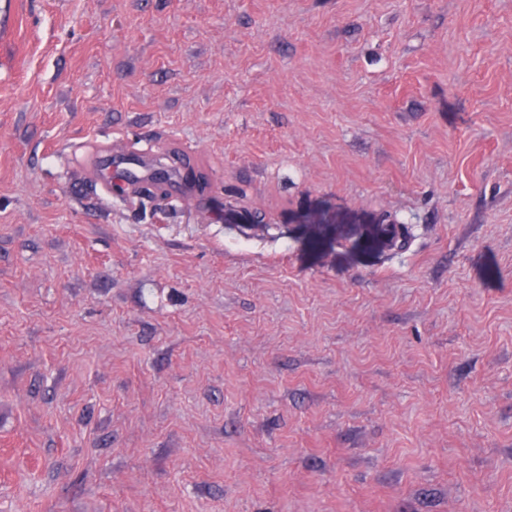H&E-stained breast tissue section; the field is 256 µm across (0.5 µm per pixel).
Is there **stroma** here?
<instances>
[{
	"label": "stroma",
	"mask_w": 512,
	"mask_h": 512,
	"mask_svg": "<svg viewBox=\"0 0 512 512\" xmlns=\"http://www.w3.org/2000/svg\"><path fill=\"white\" fill-rule=\"evenodd\" d=\"M18 2L0 512H512V0ZM151 153L149 149H144L136 156L114 153L111 162L102 169H97L93 182L95 185H102L105 189L112 186V167H121L125 178L129 183H135L139 186L149 184L154 179V171L150 166Z\"/></svg>",
	"instance_id": "1"
}]
</instances>
